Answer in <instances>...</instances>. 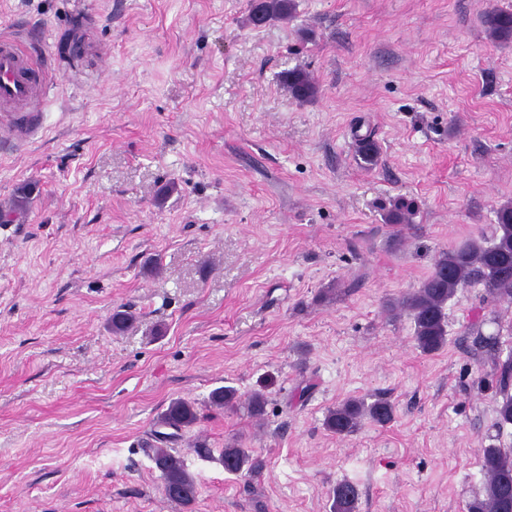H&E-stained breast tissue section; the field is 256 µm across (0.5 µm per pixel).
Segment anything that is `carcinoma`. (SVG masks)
I'll return each mask as SVG.
<instances>
[{
	"mask_svg": "<svg viewBox=\"0 0 512 512\" xmlns=\"http://www.w3.org/2000/svg\"><path fill=\"white\" fill-rule=\"evenodd\" d=\"M296 10L295 0H259L251 4L248 21L255 27L271 21H286ZM486 31L497 41L512 40V12L493 9L482 19ZM288 91L300 101L317 92L311 75L300 69L286 76ZM358 153L362 162L372 166L377 162L378 148L368 138L360 140ZM497 224L491 238L469 239L440 252L432 270L410 294L387 304L388 311L401 309L410 315L414 324L413 340L425 354L440 351L447 343L446 306L458 289L480 285L495 300H512V204L496 212ZM493 376L501 397L496 412V426L512 425V353L494 363ZM238 391L231 386L215 389L210 396L218 406L232 407ZM393 417L389 401L378 398L372 402L351 398L328 410L325 427L338 437L357 432L364 421L385 424ZM198 420L194 403L177 399L171 402L160 418V425L175 430L193 426ZM164 482L165 495L184 509L192 508L197 487L182 458L166 448H158L153 456ZM224 470L229 474L255 476L264 462L245 448L228 445L221 454ZM481 467L485 475L483 493L467 504V512H512V448L489 445L482 449ZM358 490L349 482L333 489V512H355Z\"/></svg>",
	"mask_w": 512,
	"mask_h": 512,
	"instance_id": "1",
	"label": "carcinoma"
}]
</instances>
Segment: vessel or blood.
Instances as JSON below:
<instances>
[{
	"mask_svg": "<svg viewBox=\"0 0 512 512\" xmlns=\"http://www.w3.org/2000/svg\"><path fill=\"white\" fill-rule=\"evenodd\" d=\"M43 91L33 58L15 40L0 39V110L27 112Z\"/></svg>",
	"mask_w": 512,
	"mask_h": 512,
	"instance_id": "1",
	"label": "vessel or blood"
}]
</instances>
